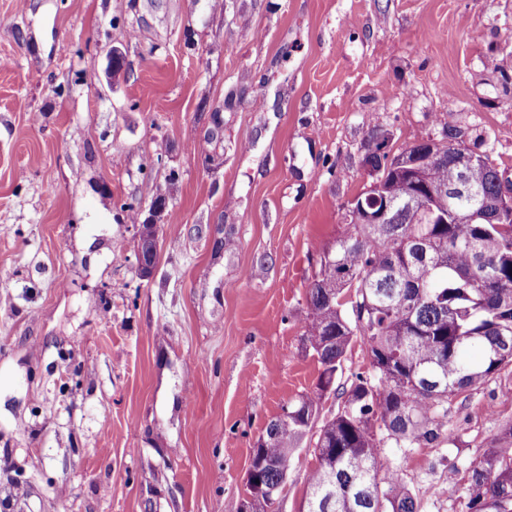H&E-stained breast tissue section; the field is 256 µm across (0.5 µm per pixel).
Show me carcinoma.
<instances>
[{"label": "carcinoma", "instance_id": "1", "mask_svg": "<svg viewBox=\"0 0 512 512\" xmlns=\"http://www.w3.org/2000/svg\"><path fill=\"white\" fill-rule=\"evenodd\" d=\"M372 133L366 159L384 193L403 199L408 176L402 153L383 150ZM497 171L487 156L469 172L486 194L497 191ZM432 181L448 185L455 169L438 162ZM435 217L395 212L386 224L347 220L327 251L331 265L307 288L306 339L321 370L317 390L282 406L276 433L266 430L258 451L268 461L266 484L290 468L309 416H319L323 390L334 384L337 412L315 438L317 465L307 476L306 512H420V503L394 475L378 478L386 448H420L445 438L448 406L512 364V222L456 221L448 198L431 199ZM359 339L370 372L336 384L347 349ZM469 512H486L497 499L512 512V423L467 467Z\"/></svg>", "mask_w": 512, "mask_h": 512}]
</instances>
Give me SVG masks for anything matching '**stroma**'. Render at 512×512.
<instances>
[{"label":"stroma","instance_id":"35a3bbf8","mask_svg":"<svg viewBox=\"0 0 512 512\" xmlns=\"http://www.w3.org/2000/svg\"><path fill=\"white\" fill-rule=\"evenodd\" d=\"M1 58L0 512H237L316 389L306 288L370 132L451 122L512 173V0H0ZM508 423L512 365L381 470L468 512ZM316 464L294 453L280 512Z\"/></svg>","mask_w":512,"mask_h":512}]
</instances>
